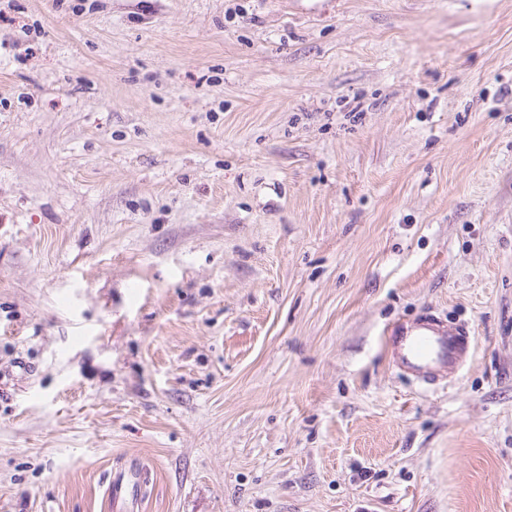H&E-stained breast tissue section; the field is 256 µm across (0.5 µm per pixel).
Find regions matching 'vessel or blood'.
<instances>
[{
  "instance_id": "b4317fda",
  "label": "vessel or blood",
  "mask_w": 512,
  "mask_h": 512,
  "mask_svg": "<svg viewBox=\"0 0 512 512\" xmlns=\"http://www.w3.org/2000/svg\"><path fill=\"white\" fill-rule=\"evenodd\" d=\"M385 338L396 366L429 386L446 380L471 357L469 330L443 324L429 314L393 324Z\"/></svg>"
}]
</instances>
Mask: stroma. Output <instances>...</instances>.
Instances as JSON below:
<instances>
[{
    "instance_id": "35a3bbf8",
    "label": "stroma",
    "mask_w": 512,
    "mask_h": 512,
    "mask_svg": "<svg viewBox=\"0 0 512 512\" xmlns=\"http://www.w3.org/2000/svg\"><path fill=\"white\" fill-rule=\"evenodd\" d=\"M11 3L0 512H512V0ZM470 336L467 328L445 325L430 314L395 323L385 332L396 366L429 386L446 380L471 358Z\"/></svg>"
}]
</instances>
